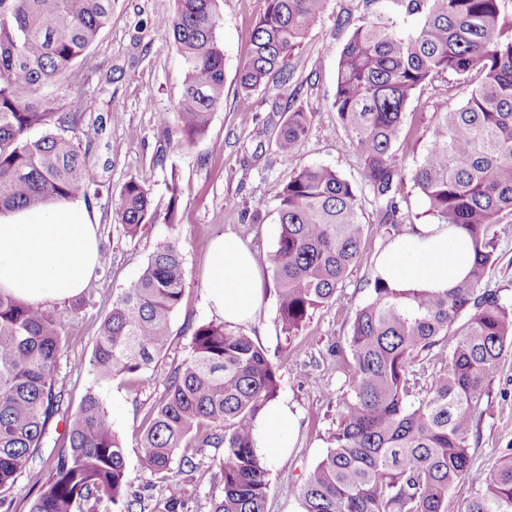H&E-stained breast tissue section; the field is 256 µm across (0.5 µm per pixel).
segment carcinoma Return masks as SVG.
<instances>
[{
  "instance_id": "cac0c4a2",
  "label": "carcinoma",
  "mask_w": 512,
  "mask_h": 512,
  "mask_svg": "<svg viewBox=\"0 0 512 512\" xmlns=\"http://www.w3.org/2000/svg\"><path fill=\"white\" fill-rule=\"evenodd\" d=\"M112 2L0 0V215L99 198L89 150L71 136L95 107L77 93L63 110L56 91L81 79ZM381 2L366 0L368 12L356 23L340 21L350 35L331 107L362 160L377 223L398 224L407 105L441 76L479 78L458 108L433 112L426 151L411 174L428 212L470 236L475 261L467 279L443 293L399 292L374 278L348 338L350 375L332 447L297 496L304 512H448L451 492L468 481L473 493L464 512H512V452L480 475L470 454L481 402L512 353V304L499 289L482 287L498 263L495 227L512 216V0H391L393 11ZM221 3L177 0L162 35L183 63L179 147L204 135L224 102ZM325 5L267 0L237 74L241 104L271 81H289L290 60ZM397 13L418 17V26L399 31ZM308 126L309 113L291 100L280 153H294ZM276 199V246L257 260L272 272L276 319L292 339L336 301L361 256L366 225L356 188L328 166L294 170ZM149 207L143 184L122 186L115 216L128 236L138 235ZM184 283L179 243H160L99 326L91 358L98 381L137 377L167 349ZM68 342L57 310L0 292V508L18 475L43 459L48 425L64 402L56 372ZM439 356L443 368L428 371ZM280 389L278 367L242 328L224 321L194 327L190 352L167 372L141 436L147 466L168 472L180 448H221L224 496L212 512H265L270 468L253 432ZM65 426L29 512H95L105 500L136 512L141 503L127 497L125 447L96 391L65 415Z\"/></svg>"
}]
</instances>
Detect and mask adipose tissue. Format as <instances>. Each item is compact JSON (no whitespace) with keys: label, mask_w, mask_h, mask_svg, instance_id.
<instances>
[{"label":"adipose tissue","mask_w":512,"mask_h":512,"mask_svg":"<svg viewBox=\"0 0 512 512\" xmlns=\"http://www.w3.org/2000/svg\"><path fill=\"white\" fill-rule=\"evenodd\" d=\"M204 283L209 308L225 322L253 320L263 300L254 253L219 237L207 246ZM474 259L468 234L455 226L419 224L394 238L375 273L390 287L444 292L466 278ZM100 265L95 227L83 202H55L41 211L0 216V291L32 303L78 296ZM295 418L287 404H269L257 421L254 446L271 465L288 457Z\"/></svg>","instance_id":"ef3b65f1"}]
</instances>
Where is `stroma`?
Segmentation results:
<instances>
[{"instance_id":"35a3bbf8","label":"stroma","mask_w":512,"mask_h":512,"mask_svg":"<svg viewBox=\"0 0 512 512\" xmlns=\"http://www.w3.org/2000/svg\"><path fill=\"white\" fill-rule=\"evenodd\" d=\"M266 0H223L224 104L215 113L207 133L183 149L168 145L158 123L162 114L174 115L181 95L183 66L175 46L162 39L174 15V0H115L112 22L91 49V61L79 84L83 97L96 102L106 119L103 133L84 125L78 137L90 151L102 181L100 196L89 208L99 245L107 254L77 301L57 303L74 341L64 349L57 367V387L64 406L76 409L88 390L99 393L115 430L126 448L132 489L141 495L145 512L168 500L178 512H211L223 495L218 478L222 455L218 448H187L184 456L196 464L193 472L149 469L139 446L147 415L164 394L165 374L173 361L190 350L192 325L213 321L204 303L208 243L228 235L257 252L273 251L278 234L276 192L298 167L324 164L355 185L360 216L368 231L361 258L351 269L336 301L319 309L308 327L287 339L276 320L272 275L262 272L264 301L255 322L244 331L264 347L278 364L279 398L297 416L295 446L287 466L273 467L269 475L266 512H297L295 489L325 454L336 429V402L348 378L346 336L354 312L370 297L377 256L389 241L431 223L426 205L410 174L428 144L424 132L435 107H459L469 86L448 90L438 81L418 92L408 104L403 127L407 135L399 159L405 173L400 187L402 223L376 222V205L365 185L362 165L350 134L339 127L331 100L336 83L337 57L328 43L343 46L349 30L338 17L359 19L363 0H327L317 25L290 61L287 85L268 84L255 91L249 108H241L236 73L246 60L254 26ZM300 90L310 128L298 150L288 156L276 148L280 128L288 117V99ZM182 188L176 215L168 217L170 179ZM138 180L150 192L151 219L137 236H128L114 215L115 202L125 182ZM500 263L487 282L512 302V218L496 227ZM178 240L185 259V290L171 322L166 351L139 379L97 381L90 365L95 338L112 300L138 277L161 242ZM483 414L471 438L474 467L489 470L506 449L512 448V354L501 362Z\"/></svg>"}]
</instances>
